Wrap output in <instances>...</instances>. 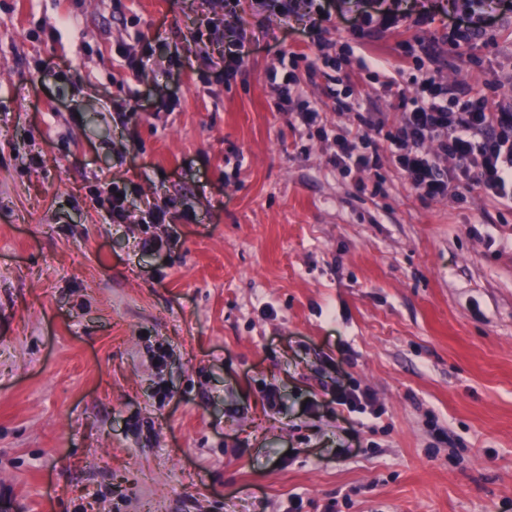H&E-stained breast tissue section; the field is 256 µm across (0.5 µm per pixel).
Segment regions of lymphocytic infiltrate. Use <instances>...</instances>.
<instances>
[{
	"mask_svg": "<svg viewBox=\"0 0 512 512\" xmlns=\"http://www.w3.org/2000/svg\"><path fill=\"white\" fill-rule=\"evenodd\" d=\"M430 20V15L421 10L397 14L372 7L362 12L351 33L360 38L374 29L402 22L422 26ZM435 54V47L424 43L418 51L408 52L409 64L399 70L406 86L396 94L398 122L387 128L357 113L355 131L351 139L338 142L333 161L346 169L378 168L379 154H364L362 148L382 140L393 147L396 163L422 196L444 197L453 186L474 184L512 208V108H502L486 96L453 90L422 76L425 60L433 59ZM268 79L272 87H288L287 93L278 97L277 111L295 107L307 127L318 121L324 104L292 98L298 89L295 73L273 72ZM429 142L437 144V153L426 150ZM441 157L454 160V167L441 168L437 163Z\"/></svg>",
	"mask_w": 512,
	"mask_h": 512,
	"instance_id": "lymphocytic-infiltrate-1",
	"label": "lymphocytic infiltrate"
}]
</instances>
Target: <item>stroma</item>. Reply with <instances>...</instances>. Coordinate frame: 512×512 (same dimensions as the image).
Masks as SVG:
<instances>
[{
	"label": "stroma",
	"mask_w": 512,
	"mask_h": 512,
	"mask_svg": "<svg viewBox=\"0 0 512 512\" xmlns=\"http://www.w3.org/2000/svg\"><path fill=\"white\" fill-rule=\"evenodd\" d=\"M424 3L355 41L344 6L315 40L241 0L226 77L216 0H0V512H512V209L422 197L385 144L344 171L353 113L303 130L268 81L296 54L326 100L328 41L393 125L404 48L448 30ZM483 4L425 69L512 104V11ZM448 29V34L445 35L443 43L448 44L452 51L458 49L462 43L470 42L479 32L478 29L471 27L469 21L463 18H457ZM229 30L233 39L224 48V53L210 59L211 68L226 76L233 75L241 66L247 43L241 26L230 25Z\"/></svg>",
	"instance_id": "stroma-1"
}]
</instances>
